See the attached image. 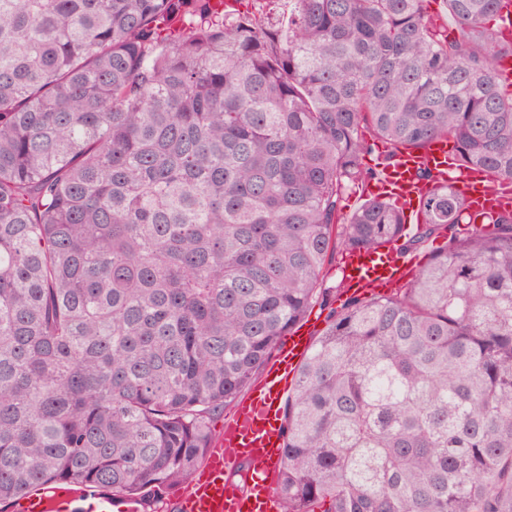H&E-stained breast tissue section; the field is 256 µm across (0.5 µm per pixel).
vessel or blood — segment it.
<instances>
[{
  "label": "vessel or blood",
  "instance_id": "b4317fda",
  "mask_svg": "<svg viewBox=\"0 0 512 512\" xmlns=\"http://www.w3.org/2000/svg\"><path fill=\"white\" fill-rule=\"evenodd\" d=\"M452 151V141L442 137L433 141L425 153L399 154L385 167L376 185L377 195L403 207L406 219H419L418 205L427 194L428 183L418 172L426 168L435 178L453 179L472 222L484 223L512 207L511 180L477 169L449 177ZM412 265L411 258L393 247L352 250L346 257L344 274L353 291L390 290L406 282ZM309 347L308 334L302 330L289 332L279 343L274 359L225 422L222 437L181 494L179 512H281L274 491L283 452L281 403ZM241 464L249 473L243 487L227 478L228 472Z\"/></svg>",
  "mask_w": 512,
  "mask_h": 512
}]
</instances>
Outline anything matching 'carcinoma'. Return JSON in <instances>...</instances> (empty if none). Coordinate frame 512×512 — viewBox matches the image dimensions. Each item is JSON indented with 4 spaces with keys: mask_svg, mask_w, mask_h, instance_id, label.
Wrapping results in <instances>:
<instances>
[{
    "mask_svg": "<svg viewBox=\"0 0 512 512\" xmlns=\"http://www.w3.org/2000/svg\"><path fill=\"white\" fill-rule=\"evenodd\" d=\"M0 0V503L67 482L140 512L314 305L282 512H512V210L388 295L332 259L467 222L370 195L363 158L453 139L512 180L501 0Z\"/></svg>",
    "mask_w": 512,
    "mask_h": 512,
    "instance_id": "cac0c4a2",
    "label": "carcinoma"
}]
</instances>
